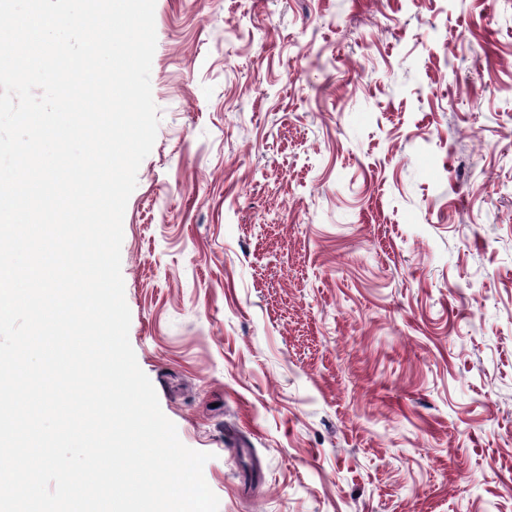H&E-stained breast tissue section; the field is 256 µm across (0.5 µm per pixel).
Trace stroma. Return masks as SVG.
<instances>
[{
  "mask_svg": "<svg viewBox=\"0 0 512 512\" xmlns=\"http://www.w3.org/2000/svg\"><path fill=\"white\" fill-rule=\"evenodd\" d=\"M129 341L218 512H512V0H156Z\"/></svg>",
  "mask_w": 512,
  "mask_h": 512,
  "instance_id": "stroma-1",
  "label": "stroma"
}]
</instances>
